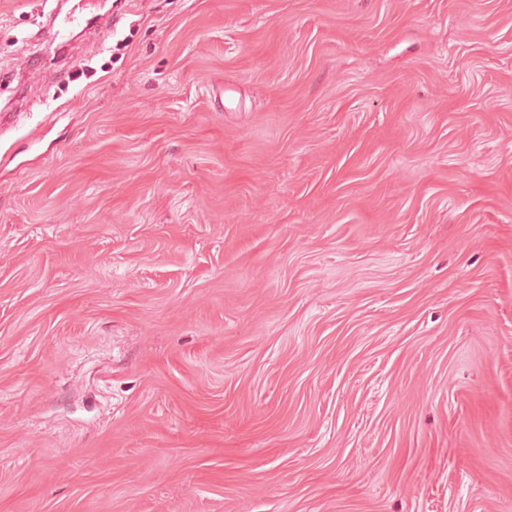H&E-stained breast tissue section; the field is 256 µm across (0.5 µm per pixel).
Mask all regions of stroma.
I'll return each instance as SVG.
<instances>
[{"label": "stroma", "instance_id": "35a3bbf8", "mask_svg": "<svg viewBox=\"0 0 512 512\" xmlns=\"http://www.w3.org/2000/svg\"><path fill=\"white\" fill-rule=\"evenodd\" d=\"M0 0V512H512V0Z\"/></svg>", "mask_w": 512, "mask_h": 512}]
</instances>
